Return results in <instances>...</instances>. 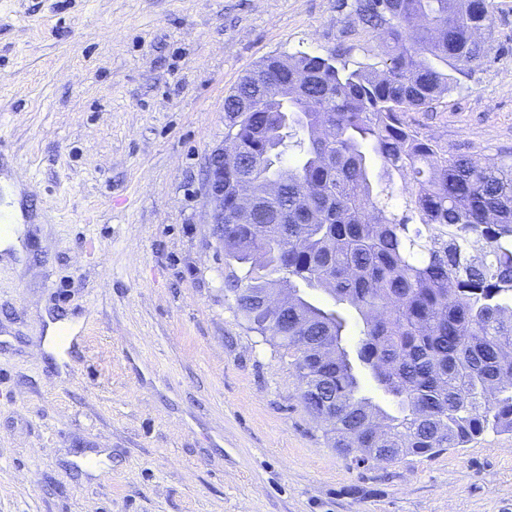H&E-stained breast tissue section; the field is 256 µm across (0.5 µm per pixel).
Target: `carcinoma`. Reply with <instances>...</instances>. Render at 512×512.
Returning <instances> with one entry per match:
<instances>
[{"mask_svg": "<svg viewBox=\"0 0 512 512\" xmlns=\"http://www.w3.org/2000/svg\"><path fill=\"white\" fill-rule=\"evenodd\" d=\"M380 64L300 52L224 100L225 290L249 329L293 358L300 399L332 447L365 463L464 448L512 431V153H454L426 111L487 54L493 0H355ZM298 156L285 163L288 139ZM288 288V330L256 301ZM320 288L362 323L309 300ZM393 401L361 394L359 370ZM318 378L336 404L309 397Z\"/></svg>", "mask_w": 512, "mask_h": 512, "instance_id": "obj_1", "label": "carcinoma"}]
</instances>
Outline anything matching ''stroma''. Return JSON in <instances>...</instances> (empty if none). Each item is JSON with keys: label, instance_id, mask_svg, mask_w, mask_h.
I'll return each mask as SVG.
<instances>
[{"label": "stroma", "instance_id": "1", "mask_svg": "<svg viewBox=\"0 0 512 512\" xmlns=\"http://www.w3.org/2000/svg\"><path fill=\"white\" fill-rule=\"evenodd\" d=\"M483 64L411 118L512 152V0ZM374 62L353 0H0V512H512V433L391 463L330 447L250 331L204 206L224 99L270 55ZM82 342L42 349L45 314ZM6 202H12V204L3 206L2 209L4 224L0 226V252L3 253L4 261L11 260L10 255H13L14 258L23 256L22 242L28 229L21 219L18 197L11 188Z\"/></svg>", "mask_w": 512, "mask_h": 512}]
</instances>
